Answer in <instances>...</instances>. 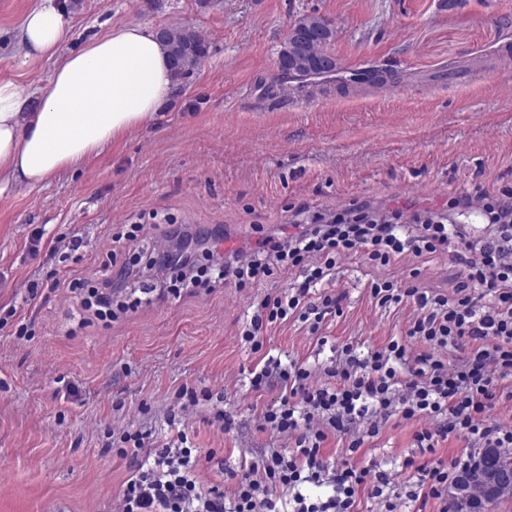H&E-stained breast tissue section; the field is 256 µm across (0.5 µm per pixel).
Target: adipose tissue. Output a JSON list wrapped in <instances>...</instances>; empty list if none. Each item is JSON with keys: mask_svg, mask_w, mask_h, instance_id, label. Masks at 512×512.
I'll return each instance as SVG.
<instances>
[{"mask_svg": "<svg viewBox=\"0 0 512 512\" xmlns=\"http://www.w3.org/2000/svg\"><path fill=\"white\" fill-rule=\"evenodd\" d=\"M57 0H38L19 29L25 55H56L70 34ZM172 93L170 62L153 30L116 26L61 58L47 85L0 81V191L35 185L76 167L144 127Z\"/></svg>", "mask_w": 512, "mask_h": 512, "instance_id": "obj_1", "label": "adipose tissue"}]
</instances>
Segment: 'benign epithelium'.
Returning a JSON list of instances; mask_svg holds the SVG:
<instances>
[{
  "instance_id": "7a95c632",
  "label": "benign epithelium",
  "mask_w": 512,
  "mask_h": 512,
  "mask_svg": "<svg viewBox=\"0 0 512 512\" xmlns=\"http://www.w3.org/2000/svg\"><path fill=\"white\" fill-rule=\"evenodd\" d=\"M511 496L512 457L500 467H466L448 487L454 512H484L487 502Z\"/></svg>"
}]
</instances>
